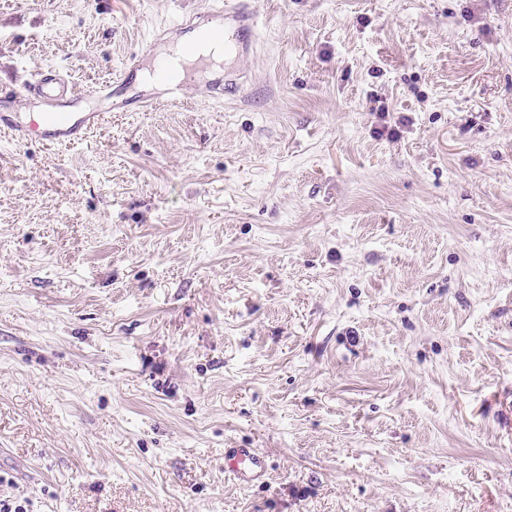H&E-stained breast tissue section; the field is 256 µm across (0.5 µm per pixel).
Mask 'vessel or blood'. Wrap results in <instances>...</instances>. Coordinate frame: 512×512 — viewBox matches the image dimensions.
I'll return each mask as SVG.
<instances>
[{
    "instance_id": "obj_1",
    "label": "vessel or blood",
    "mask_w": 512,
    "mask_h": 512,
    "mask_svg": "<svg viewBox=\"0 0 512 512\" xmlns=\"http://www.w3.org/2000/svg\"><path fill=\"white\" fill-rule=\"evenodd\" d=\"M224 15L227 19L224 28L205 29L201 37L205 40H223L226 54L236 56L253 41L258 14L250 8L247 0H229ZM153 79L164 91L160 100L163 104L176 105L185 99L189 80L168 63H161L154 69ZM27 89L43 99L46 109L26 113L22 121L15 124L14 129L21 136L47 144L75 143L83 139L88 129L105 119L100 112L71 111V103L86 97L87 91L63 77L43 73L30 82ZM224 463L226 472L244 485L261 481L267 470L265 458L252 448L225 449Z\"/></svg>"
}]
</instances>
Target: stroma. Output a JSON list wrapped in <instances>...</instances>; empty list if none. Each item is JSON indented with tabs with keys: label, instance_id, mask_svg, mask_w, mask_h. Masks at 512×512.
<instances>
[{
	"label": "stroma",
	"instance_id": "35a3bbf8",
	"mask_svg": "<svg viewBox=\"0 0 512 512\" xmlns=\"http://www.w3.org/2000/svg\"><path fill=\"white\" fill-rule=\"evenodd\" d=\"M219 6L0 0L1 120L138 59L82 141L0 130V498L512 512V0H253L235 93L141 111ZM225 472L240 484H253L266 474V459L253 448H225Z\"/></svg>",
	"mask_w": 512,
	"mask_h": 512
}]
</instances>
